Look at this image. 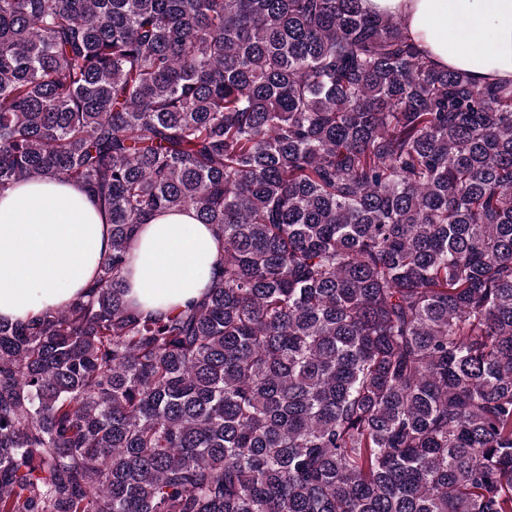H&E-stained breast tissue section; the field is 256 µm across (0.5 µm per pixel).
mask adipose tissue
Masks as SVG:
<instances>
[{"mask_svg": "<svg viewBox=\"0 0 512 512\" xmlns=\"http://www.w3.org/2000/svg\"><path fill=\"white\" fill-rule=\"evenodd\" d=\"M399 17L436 68L467 70L477 82H512V0H362ZM112 246L111 226L79 184L29 180L0 192V320H25L81 295ZM224 253L193 210L160 213L137 230L124 273L125 297L156 314L196 300Z\"/></svg>", "mask_w": 512, "mask_h": 512, "instance_id": "ef3b65f1", "label": "adipose tissue"}]
</instances>
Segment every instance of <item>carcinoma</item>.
<instances>
[{"label":"carcinoma","mask_w":512,"mask_h":512,"mask_svg":"<svg viewBox=\"0 0 512 512\" xmlns=\"http://www.w3.org/2000/svg\"><path fill=\"white\" fill-rule=\"evenodd\" d=\"M361 0H0V192L84 184V295L0 322V512H512V82ZM193 209L203 297L125 299ZM224 245L192 209L160 213L138 227L124 273L125 297L156 314L196 300L209 283Z\"/></svg>","instance_id":"cac0c4a2"}]
</instances>
